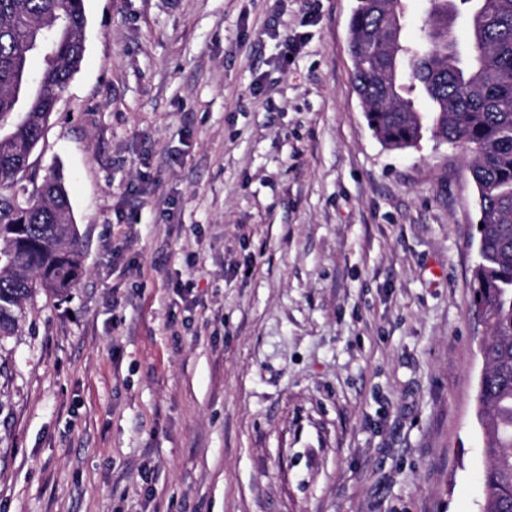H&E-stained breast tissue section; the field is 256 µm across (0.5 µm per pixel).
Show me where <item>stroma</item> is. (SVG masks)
Masks as SVG:
<instances>
[{
	"label": "stroma",
	"instance_id": "35a3bbf8",
	"mask_svg": "<svg viewBox=\"0 0 512 512\" xmlns=\"http://www.w3.org/2000/svg\"><path fill=\"white\" fill-rule=\"evenodd\" d=\"M355 0H85L32 161L83 250L0 341V512H479L477 190L368 127Z\"/></svg>",
	"mask_w": 512,
	"mask_h": 512
}]
</instances>
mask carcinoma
<instances>
[{
  "mask_svg": "<svg viewBox=\"0 0 512 512\" xmlns=\"http://www.w3.org/2000/svg\"><path fill=\"white\" fill-rule=\"evenodd\" d=\"M462 15L463 46L453 34ZM403 18V0H356L353 82L385 146L413 148L427 127L468 153L479 213L474 305L487 324L481 512H512V0H429L416 41L402 39ZM86 28L84 0H0V339L19 331L36 289L63 298L84 273L63 177L39 175L30 157L80 69Z\"/></svg>",
  "mask_w": 512,
  "mask_h": 512,
  "instance_id": "cac0c4a2",
  "label": "carcinoma"
}]
</instances>
